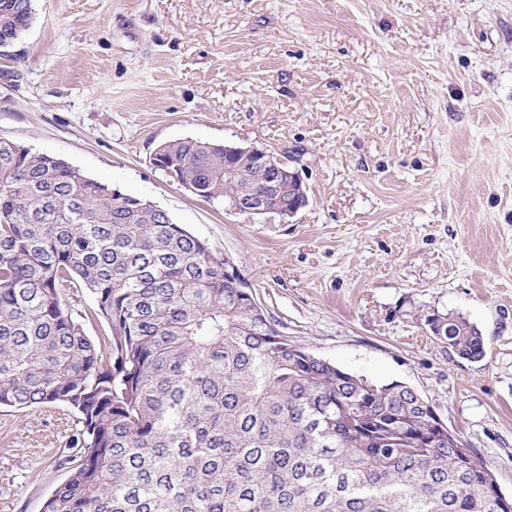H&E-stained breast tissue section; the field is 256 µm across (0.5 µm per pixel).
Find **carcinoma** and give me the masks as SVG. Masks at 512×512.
I'll use <instances>...</instances> for the list:
<instances>
[{
    "mask_svg": "<svg viewBox=\"0 0 512 512\" xmlns=\"http://www.w3.org/2000/svg\"><path fill=\"white\" fill-rule=\"evenodd\" d=\"M32 0H0V42ZM199 197L238 180L224 146L161 144ZM252 188L267 174L249 164ZM426 325L484 357L462 316ZM73 418L42 512H512L485 460L401 382L281 334L224 258L132 195L0 139V408Z\"/></svg>",
    "mask_w": 512,
    "mask_h": 512,
    "instance_id": "cac0c4a2",
    "label": "carcinoma"
}]
</instances>
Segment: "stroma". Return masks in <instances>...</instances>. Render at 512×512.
<instances>
[{
	"mask_svg": "<svg viewBox=\"0 0 512 512\" xmlns=\"http://www.w3.org/2000/svg\"><path fill=\"white\" fill-rule=\"evenodd\" d=\"M0 54V138L165 209L290 339L415 389L512 497V0H34ZM192 137L300 174L293 217L193 196L152 163ZM462 315L459 358L431 314ZM63 410L0 411V512L65 477ZM425 323L429 329L439 333L433 336L448 344V349L458 357L470 361H478L484 357L483 336L476 325L468 319L459 315L433 314Z\"/></svg>",
	"mask_w": 512,
	"mask_h": 512,
	"instance_id": "obj_1",
	"label": "stroma"
}]
</instances>
